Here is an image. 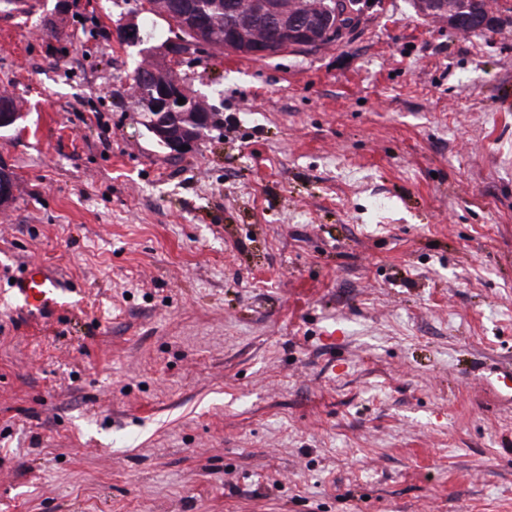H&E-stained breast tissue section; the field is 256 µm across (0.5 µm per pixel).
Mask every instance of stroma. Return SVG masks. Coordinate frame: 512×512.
<instances>
[{"mask_svg":"<svg viewBox=\"0 0 512 512\" xmlns=\"http://www.w3.org/2000/svg\"><path fill=\"white\" fill-rule=\"evenodd\" d=\"M0 16V512H512V0L461 33L370 0L336 44L127 91L139 0ZM54 268L65 305L16 310ZM182 19H187L185 28L193 38L190 41L179 39L161 47L151 46L145 49L142 54V66L144 67L132 74L128 86L130 88L132 85H144L151 75L154 76L156 95L152 97L146 95L142 105L139 103L136 105L141 112H149L150 109L153 111L163 110L171 111L175 115V123L162 119L158 115L148 128L155 139L173 153L183 152L182 146H190L195 142L204 127L209 124V111L205 101L190 93L184 77L180 73L174 72L171 75L172 79L184 80H159V73L156 69V64L159 69L166 63L167 67H170L172 61L188 54L191 49L208 46L206 41L208 24L201 22L192 13L182 16ZM179 97L185 99V104H178ZM154 107H158V110H154ZM12 288L30 315H41L62 306L64 288L55 272L40 263H31L16 278Z\"/></svg>","mask_w":512,"mask_h":512,"instance_id":"obj_1","label":"stroma"}]
</instances>
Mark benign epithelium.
Instances as JSON below:
<instances>
[{"instance_id": "obj_1", "label": "benign epithelium", "mask_w": 512, "mask_h": 512, "mask_svg": "<svg viewBox=\"0 0 512 512\" xmlns=\"http://www.w3.org/2000/svg\"><path fill=\"white\" fill-rule=\"evenodd\" d=\"M429 17L459 30L467 27L472 32L494 28L499 19L490 0L479 7L472 0H428ZM284 0H245L235 7L237 20L224 27V50L239 56L264 59L288 51L291 48H311L323 45V40L338 29L344 33L357 21L344 0H324L322 15L313 20L297 14L286 13ZM263 15L270 21L268 31L259 30L255 16ZM186 29L192 39L168 42L160 47L151 46L143 51L142 68L135 71L129 85H143L149 78H156V95L146 97L138 108L147 112L154 108L169 111L176 117L170 122L156 116L149 124V132L173 153L183 152L182 146L195 142L204 127L209 124V111L204 100L192 95L186 81L159 79L157 68L181 58L191 49L207 45L208 24L194 14L185 16ZM185 103L178 104V98ZM14 177L0 167V209L12 199Z\"/></svg>"}]
</instances>
